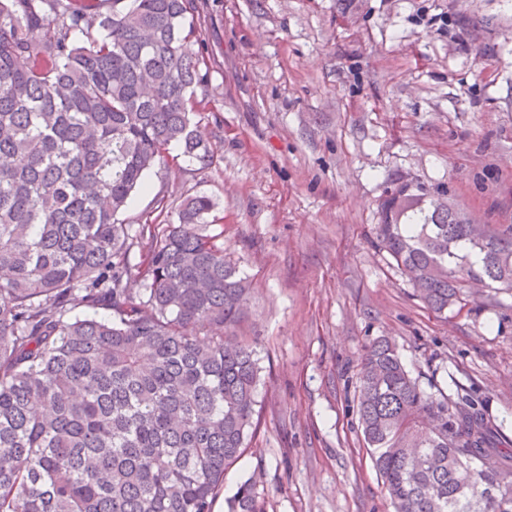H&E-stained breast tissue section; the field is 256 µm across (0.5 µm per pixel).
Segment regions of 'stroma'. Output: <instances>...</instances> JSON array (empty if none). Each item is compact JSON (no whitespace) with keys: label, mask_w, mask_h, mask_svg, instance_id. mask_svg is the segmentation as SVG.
I'll return each instance as SVG.
<instances>
[{"label":"stroma","mask_w":512,"mask_h":512,"mask_svg":"<svg viewBox=\"0 0 512 512\" xmlns=\"http://www.w3.org/2000/svg\"><path fill=\"white\" fill-rule=\"evenodd\" d=\"M189 17L209 158L171 145L119 219L211 197L203 232L250 285L236 333L257 342L261 384L224 494L253 477L266 512H393L356 416L373 340L426 392L475 390L512 438V292L435 314L376 235L406 183L512 224V0H193Z\"/></svg>","instance_id":"1"}]
</instances>
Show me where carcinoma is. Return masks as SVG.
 Wrapping results in <instances>:
<instances>
[{"mask_svg":"<svg viewBox=\"0 0 512 512\" xmlns=\"http://www.w3.org/2000/svg\"><path fill=\"white\" fill-rule=\"evenodd\" d=\"M189 10L0 0V512H212L247 450L261 367L231 335L246 278L199 233L213 200L186 199L176 224L118 219L168 146L207 156ZM377 239L436 314L474 280L512 290V225L408 184ZM356 415L394 512H512V447L485 402L425 392L385 338ZM227 508L266 512L265 493L250 478Z\"/></svg>","mask_w":512,"mask_h":512,"instance_id":"1","label":"carcinoma"}]
</instances>
